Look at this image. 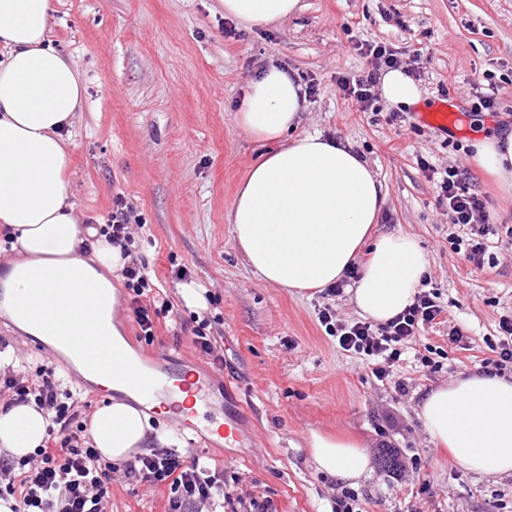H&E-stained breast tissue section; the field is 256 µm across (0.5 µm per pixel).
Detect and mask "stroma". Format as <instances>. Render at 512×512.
Instances as JSON below:
<instances>
[{
  "instance_id": "stroma-1",
  "label": "stroma",
  "mask_w": 512,
  "mask_h": 512,
  "mask_svg": "<svg viewBox=\"0 0 512 512\" xmlns=\"http://www.w3.org/2000/svg\"><path fill=\"white\" fill-rule=\"evenodd\" d=\"M273 25L244 27L219 0H53L48 38L86 88L68 130L67 177L78 224H101L122 196L145 226L136 257L156 300L172 309L153 341L139 339L131 296L120 274L119 330L128 351L166 349L184 368L211 372L215 402H241L243 440L213 450L206 434H182L154 416L159 435L183 456L224 471V495L267 498L278 512H331L340 482L316 469L311 432L348 433L369 453L392 448L401 470L374 468L356 484L364 512H512V476L471 473L431 442L416 417L427 389L480 370L494 358L501 318H512V239L491 237L482 267L449 240L446 208L421 169H475L473 143L512 117V0H300ZM420 50L416 106L382 100L361 111L336 84L369 67L360 42ZM315 81L298 132L351 146L381 182L379 232L416 237L429 270L420 287L445 314L425 326L378 382L357 356L337 349L320 326L321 292L273 286L248 265L231 233L235 191L267 143L235 122L249 80L263 67ZM498 86L496 113L470 109L468 90L484 73ZM439 100L454 104L450 134L418 115ZM191 280L210 291L204 316L221 338L224 368L197 349L179 295ZM461 331L463 343L450 342ZM429 356L434 367L423 365ZM168 492L130 479L112 484L107 512H166Z\"/></svg>"
}]
</instances>
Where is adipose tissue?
<instances>
[{
  "instance_id": "adipose-tissue-1",
  "label": "adipose tissue",
  "mask_w": 512,
  "mask_h": 512,
  "mask_svg": "<svg viewBox=\"0 0 512 512\" xmlns=\"http://www.w3.org/2000/svg\"><path fill=\"white\" fill-rule=\"evenodd\" d=\"M225 15L259 25L294 15L300 0H220ZM52 0H0V223L16 236L5 288L12 322L32 336L122 338L112 320L72 322L99 297L115 300L109 272L119 249L98 242L80 255L67 166L65 128L85 88L77 70L47 40ZM304 96L291 73L277 67L251 80L235 114L248 135L279 142L239 184L229 221L236 245L267 283L289 289L324 288L353 266L361 271L353 302L364 317L385 322L413 300L428 269L418 240L376 233L383 186L350 147L318 133L296 134ZM475 162L512 193V134L477 139ZM432 443L478 475L512 474V379L470 373L425 393L417 413ZM50 420L35 406L0 409V447L23 457L42 444ZM151 426L137 407L116 400L99 409L90 438L102 456L127 458L149 440ZM311 455L325 473L351 482L372 471L363 443L350 434L311 433Z\"/></svg>"
}]
</instances>
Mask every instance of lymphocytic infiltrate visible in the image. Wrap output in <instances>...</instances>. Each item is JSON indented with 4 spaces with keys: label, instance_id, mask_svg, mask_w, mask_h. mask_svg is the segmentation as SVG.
Wrapping results in <instances>:
<instances>
[{
    "label": "lymphocytic infiltrate",
    "instance_id": "lymphocytic-infiltrate-1",
    "mask_svg": "<svg viewBox=\"0 0 512 512\" xmlns=\"http://www.w3.org/2000/svg\"><path fill=\"white\" fill-rule=\"evenodd\" d=\"M359 51L370 67L360 75L338 76L336 83L344 96L369 110L378 103L377 88L385 70L403 67L395 49L382 43L365 42ZM427 178L437 187V202L448 210L450 224L469 229L465 256L470 263H484V238L491 229L486 201L476 190L468 169L449 166L436 171L424 166ZM133 209L123 199H115L112 211L98 233L120 247L127 262L121 275L136 298L132 313L142 336L152 338L158 308L145 304L142 296L149 288L144 263L132 256ZM443 314L434 293L418 292L412 304L383 324L367 321H335L331 303L324 304L318 320L337 348L360 358L380 382L388 380L391 367L412 342L420 327L435 323ZM0 396L7 406L28 402L48 412L51 426L41 448L27 458L13 461L0 456V497H14L13 512H106L112 497V482L124 476L168 491L167 512H204L224 485V476L211 473L199 458L185 459L169 448H155L124 463L106 461L87 435L88 420L83 412L88 404L80 392L65 387L55 368L44 364L0 373Z\"/></svg>",
    "mask_w": 512,
    "mask_h": 512
}]
</instances>
